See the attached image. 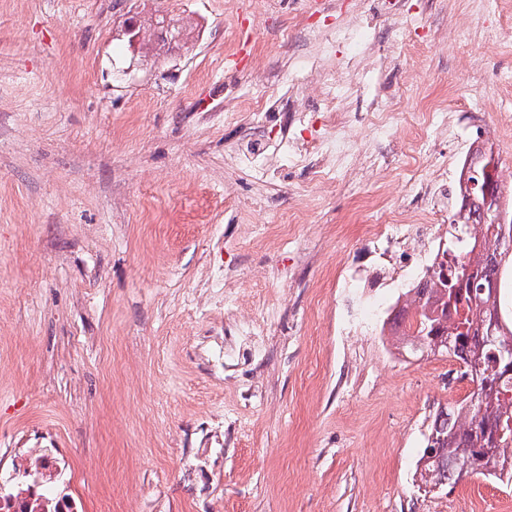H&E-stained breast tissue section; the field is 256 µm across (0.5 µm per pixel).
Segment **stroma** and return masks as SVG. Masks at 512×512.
<instances>
[{
    "mask_svg": "<svg viewBox=\"0 0 512 512\" xmlns=\"http://www.w3.org/2000/svg\"><path fill=\"white\" fill-rule=\"evenodd\" d=\"M350 14L391 52L364 83L337 48L324 68L354 93L336 109L358 140L376 98L396 117L327 191L281 148L311 118L257 121L246 96L314 108L306 29ZM509 75L512 0H0V486L46 454L63 512H512V484L481 475L420 489L434 416L471 385L395 354L392 283L339 286L387 260L365 236L382 214L460 223L470 142L512 191ZM446 95L458 126L405 175L413 113ZM247 150L260 171L234 164Z\"/></svg>",
    "mask_w": 512,
    "mask_h": 512,
    "instance_id": "obj_1",
    "label": "stroma"
}]
</instances>
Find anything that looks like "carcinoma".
I'll list each match as a JSON object with an SVG mask.
<instances>
[{
  "label": "carcinoma",
  "mask_w": 512,
  "mask_h": 512,
  "mask_svg": "<svg viewBox=\"0 0 512 512\" xmlns=\"http://www.w3.org/2000/svg\"><path fill=\"white\" fill-rule=\"evenodd\" d=\"M461 234L481 232L467 251L453 246L444 250L448 277L438 273L422 275L409 292L414 294L415 311L409 304L392 310L387 324L402 340L424 339L423 346L448 342V351L460 367V376L477 381L478 392L438 411L427 443L439 452L419 459L421 482L441 489L455 485L465 475L481 474L500 478L512 476V369L506 368L512 354V315L498 308L495 287L509 248L512 224L470 221L454 226ZM51 498L40 495L21 504L19 512H62L49 509Z\"/></svg>",
  "instance_id": "1"
}]
</instances>
